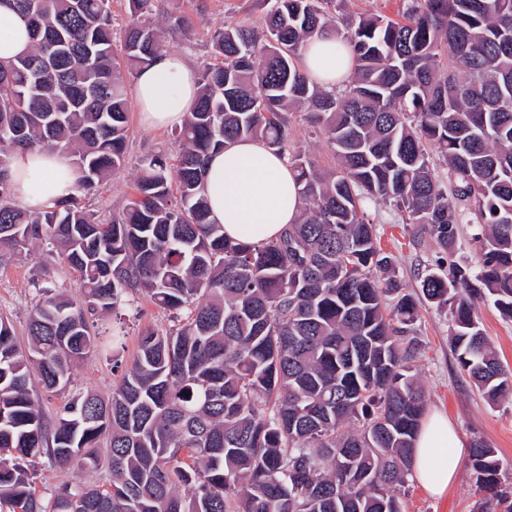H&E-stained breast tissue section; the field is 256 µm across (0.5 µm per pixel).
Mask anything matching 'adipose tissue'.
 Returning <instances> with one entry per match:
<instances>
[{
  "mask_svg": "<svg viewBox=\"0 0 512 512\" xmlns=\"http://www.w3.org/2000/svg\"><path fill=\"white\" fill-rule=\"evenodd\" d=\"M30 46L26 19L0 0V60L22 55ZM338 46L335 38H315L303 56L307 74L328 89L344 83L351 71L350 53H338ZM197 88L192 63L168 51L137 75L133 99L145 125L179 127L189 115ZM76 179L67 155L59 151H19L11 159L13 194L33 210L43 208L49 200L69 196ZM206 194L213 220L236 241L252 243L275 237L296 222L301 211L292 172L275 151L255 140L239 142L211 158ZM468 448L447 415L428 413L415 440V479L430 494L442 496L457 479Z\"/></svg>",
  "mask_w": 512,
  "mask_h": 512,
  "instance_id": "ef3b65f1",
  "label": "adipose tissue"
}]
</instances>
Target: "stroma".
I'll list each match as a JSON object with an SVG mask.
<instances>
[{
    "mask_svg": "<svg viewBox=\"0 0 512 512\" xmlns=\"http://www.w3.org/2000/svg\"><path fill=\"white\" fill-rule=\"evenodd\" d=\"M166 8L192 17L196 29L192 44L175 43L171 49L187 56L198 70L211 60L209 37L216 28L240 22L256 28L263 17L257 0H168ZM179 149L170 129L145 127L139 112L131 111L124 168L101 186L98 199L91 203L92 208L106 213L122 210L131 197L141 157L158 151L174 157ZM368 212L376 224L381 247L394 257L396 276L405 291L418 292L417 271L434 262L435 245L429 237L421 235L416 225L402 223L397 212L385 205H370ZM42 286L66 292L74 298L80 295L72 271L59 263L42 266L40 255H15L0 265V314L12 322L19 343L27 341L29 313ZM476 308L500 361L512 369V321L503 319L491 302H478ZM117 315L124 321L128 333L122 357L127 365L132 362L142 331L148 328L161 331L171 325L167 313L142 298L121 306ZM450 325L449 309L421 305L420 318L415 324L419 343L415 368L425 391L426 409L447 414L467 442L480 440L495 448L500 460L502 489L512 495V399L489 405L460 372L449 346ZM118 381L119 374L113 371L111 359L92 353L76 364L67 388L52 393L36 383L32 393L44 412L52 417L74 393L92 389L106 397L111 395ZM111 478L110 469L104 463L88 471L77 465L59 468L44 458L35 467L33 481L37 495L45 497L63 482L85 480L106 485ZM486 498V492L475 483L466 467L443 496L430 495L412 479L407 480L401 496L405 512H477L478 504Z\"/></svg>",
    "mask_w": 512,
    "mask_h": 512,
    "instance_id": "35a3bbf8",
    "label": "stroma"
}]
</instances>
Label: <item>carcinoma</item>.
Instances as JSON below:
<instances>
[{
  "label": "carcinoma",
  "mask_w": 512,
  "mask_h": 512,
  "mask_svg": "<svg viewBox=\"0 0 512 512\" xmlns=\"http://www.w3.org/2000/svg\"><path fill=\"white\" fill-rule=\"evenodd\" d=\"M31 23V50L0 60V252L49 242L81 296L40 289L28 347L0 317V512H403L425 391L412 373L419 316L377 245L366 205L383 203L439 249L418 274L426 303L449 307L451 350L490 405L512 396V371L480 327L488 298L512 320V0H411L404 21L335 15V0H266L261 33L210 36L212 62L177 133L176 163L140 160L136 194L105 218L83 205L122 169L125 80L192 42L185 15L157 20L158 0H9ZM333 36L352 72L327 91L302 65L307 42ZM298 107L335 166L295 142ZM259 140L287 162L301 213L260 243L224 236L205 195L211 154ZM59 149L73 194L20 207L9 166L19 150ZM476 224L477 267L454 259L458 225ZM140 295L169 313L138 338L104 399L72 396L52 425L31 394L66 388L92 350L122 366L124 326L100 320ZM190 395L183 394V391ZM107 486L63 483L36 495L31 466H99ZM469 466L499 490L496 451L474 441Z\"/></svg>",
  "instance_id": "carcinoma-1"
}]
</instances>
